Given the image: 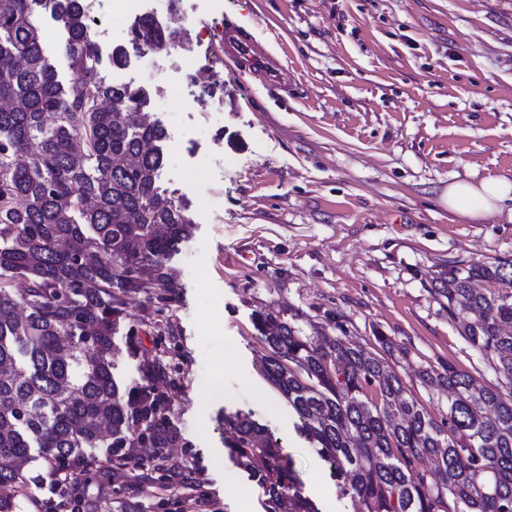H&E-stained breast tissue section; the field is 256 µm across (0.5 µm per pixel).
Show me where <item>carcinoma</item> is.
Listing matches in <instances>:
<instances>
[{
  "label": "carcinoma",
  "instance_id": "obj_1",
  "mask_svg": "<svg viewBox=\"0 0 512 512\" xmlns=\"http://www.w3.org/2000/svg\"><path fill=\"white\" fill-rule=\"evenodd\" d=\"M87 10V0H0V512H16L30 462L121 470L123 449L150 448L151 480L163 481L164 449L184 442L166 398L170 365L146 361L138 382L122 381L112 333L123 295L169 299L167 264L193 222L156 186L168 133L146 90L97 78ZM38 12L67 32L68 87L47 63ZM179 45L144 16L111 63ZM432 291L450 317L474 313L461 334L508 392L451 364L423 368L421 383L448 391L439 423L391 366V338L375 337L369 353L260 312L266 375L336 478H349L360 512H512V263L451 267ZM224 430L265 488L266 512H318L262 425L226 413Z\"/></svg>",
  "mask_w": 512,
  "mask_h": 512
}]
</instances>
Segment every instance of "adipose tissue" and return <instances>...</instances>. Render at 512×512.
I'll return each mask as SVG.
<instances>
[{
    "label": "adipose tissue",
    "mask_w": 512,
    "mask_h": 512,
    "mask_svg": "<svg viewBox=\"0 0 512 512\" xmlns=\"http://www.w3.org/2000/svg\"><path fill=\"white\" fill-rule=\"evenodd\" d=\"M450 212L460 217L480 221L503 214V205L512 200V179L486 178L478 182L450 183L441 197Z\"/></svg>",
    "instance_id": "ef3b65f1"
}]
</instances>
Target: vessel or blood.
<instances>
[{
    "label": "vessel or blood",
    "instance_id": "1",
    "mask_svg": "<svg viewBox=\"0 0 512 512\" xmlns=\"http://www.w3.org/2000/svg\"><path fill=\"white\" fill-rule=\"evenodd\" d=\"M218 56L224 66L269 84L282 93L291 90L288 67L269 46L236 23H225L217 38Z\"/></svg>",
    "mask_w": 512,
    "mask_h": 512
}]
</instances>
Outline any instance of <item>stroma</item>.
<instances>
[{
	"mask_svg": "<svg viewBox=\"0 0 512 512\" xmlns=\"http://www.w3.org/2000/svg\"><path fill=\"white\" fill-rule=\"evenodd\" d=\"M204 34L185 42L190 61L211 56L227 20L251 28L288 61L293 93L222 69L224 97L157 113L179 153H165L157 184L191 203L194 229L170 266L169 301L129 294L113 335L115 373L132 381L143 361L172 368L168 394L187 445L169 467L203 478L187 501L131 467L69 481V494L140 512H265L262 485L231 459L226 413L262 424L288 456L319 512H358L301 434L287 400L267 380L260 311H288L308 336L360 345L388 336L404 350L392 366L430 411L447 407L421 368L454 365L482 385L504 378L473 350L432 293L448 267L512 261V222L481 224L449 213V183L512 176V0H183ZM88 17L103 41L108 82L156 92L178 77L154 52L124 69L127 44L105 0ZM45 55L63 82L72 72L66 31L38 17ZM204 200L208 210L196 208ZM222 381H215V373Z\"/></svg>",
	"mask_w": 512,
	"mask_h": 512,
	"instance_id": "stroma-1",
	"label": "stroma"
}]
</instances>
